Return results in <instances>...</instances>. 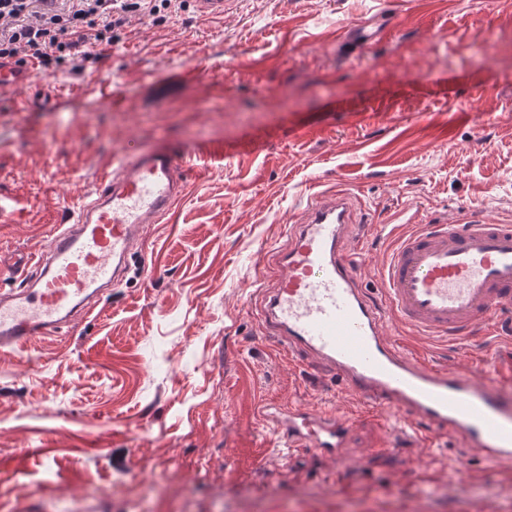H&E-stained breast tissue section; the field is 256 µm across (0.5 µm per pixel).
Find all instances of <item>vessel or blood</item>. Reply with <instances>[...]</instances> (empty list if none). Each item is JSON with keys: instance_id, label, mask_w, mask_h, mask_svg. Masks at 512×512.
Segmentation results:
<instances>
[{"instance_id": "1", "label": "vessel or blood", "mask_w": 512, "mask_h": 512, "mask_svg": "<svg viewBox=\"0 0 512 512\" xmlns=\"http://www.w3.org/2000/svg\"><path fill=\"white\" fill-rule=\"evenodd\" d=\"M30 76V66L0 60L1 89L23 88ZM190 163L163 152L104 162L96 198L66 212L48 250L15 261L21 276L0 289V351L28 349L117 285L145 226L181 199ZM361 211L344 191L308 197L254 291L263 335L369 406L406 416L427 438L453 434L486 462L511 463L512 398L468 367L410 352L390 328L453 341L476 328L490 336L512 330L502 316L512 309V221L461 212L397 235L373 295L357 276ZM271 419L289 447L343 461L348 425L332 411L291 406Z\"/></svg>"}]
</instances>
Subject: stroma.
Instances as JSON below:
<instances>
[{"mask_svg": "<svg viewBox=\"0 0 512 512\" xmlns=\"http://www.w3.org/2000/svg\"><path fill=\"white\" fill-rule=\"evenodd\" d=\"M381 17L380 41L343 44ZM133 149L196 166L92 315L0 353V512H512V466L368 418L250 308L311 194L365 201L372 291L384 226L512 217V0H224L220 15L187 0L132 19L82 72L0 90V197L19 204L0 215V261L47 250L99 163ZM405 339L512 396V340ZM289 404L346 420L344 465L285 457L262 409Z\"/></svg>", "mask_w": 512, "mask_h": 512, "instance_id": "stroma-1", "label": "stroma"}]
</instances>
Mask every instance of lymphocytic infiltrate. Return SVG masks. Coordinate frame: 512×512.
<instances>
[{"label": "lymphocytic infiltrate", "instance_id": "1", "mask_svg": "<svg viewBox=\"0 0 512 512\" xmlns=\"http://www.w3.org/2000/svg\"><path fill=\"white\" fill-rule=\"evenodd\" d=\"M185 0H0V59L46 68L68 59L79 71L87 50L111 43L133 17L162 19Z\"/></svg>", "mask_w": 512, "mask_h": 512}]
</instances>
